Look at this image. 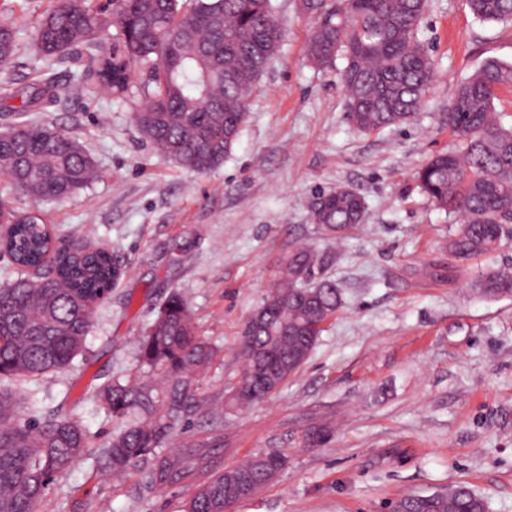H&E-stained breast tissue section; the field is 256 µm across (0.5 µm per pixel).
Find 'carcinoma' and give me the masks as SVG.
I'll use <instances>...</instances> for the list:
<instances>
[{
    "label": "carcinoma",
    "instance_id": "obj_1",
    "mask_svg": "<svg viewBox=\"0 0 512 512\" xmlns=\"http://www.w3.org/2000/svg\"><path fill=\"white\" fill-rule=\"evenodd\" d=\"M313 21L309 59L329 66L341 58L348 118L365 133L408 122L425 102L436 75L432 55L418 39L427 0H299ZM482 22L512 21V0H467ZM114 28L112 53L89 57L94 82L119 99L137 90V127L158 152L181 167L209 172L224 163L247 117L248 98L282 39L273 0H112V12L94 0H49L34 25L35 47L46 60H63L79 45L93 51ZM17 50L12 23L0 21V68ZM512 85V64L485 61L463 82L446 121L453 149L432 156L416 173L422 192L458 215L448 246L462 260L496 251L512 235V125L493 101ZM34 93L17 107L13 89L0 87V110L19 120L0 134V175L18 194L64 200L96 177L92 158L68 134L28 117L58 92L35 73ZM364 199L345 186L315 191L312 223L328 238L348 237L364 220ZM0 247L21 275L0 287V512H38L55 481L87 448L78 418L64 406L42 409L25 401L22 383L70 367L86 344L96 304L123 275L105 248L76 253L80 242L52 234L41 215L20 214L0 197ZM327 256L310 244L295 246L280 263L279 281L261 306L263 318L245 324L236 384L228 410H243L275 392L308 360L342 304L327 275ZM473 288L485 298L512 296V270L480 274ZM147 378L114 377L92 388L95 400L121 421L101 451L118 475L135 474L151 489L196 483L178 512H231L288 464V449L270 448L218 474L209 473L210 448L224 441V416L199 392L197 376L218 350L195 331L189 303L173 290L139 339ZM191 440L186 451L167 450L172 433ZM331 432L303 433L298 445L320 446ZM429 512H485L463 484L428 503Z\"/></svg>",
    "mask_w": 512,
    "mask_h": 512
}]
</instances>
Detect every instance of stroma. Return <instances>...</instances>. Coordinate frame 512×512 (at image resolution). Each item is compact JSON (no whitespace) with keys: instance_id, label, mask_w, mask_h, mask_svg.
I'll return each mask as SVG.
<instances>
[{"instance_id":"1","label":"stroma","mask_w":512,"mask_h":512,"mask_svg":"<svg viewBox=\"0 0 512 512\" xmlns=\"http://www.w3.org/2000/svg\"><path fill=\"white\" fill-rule=\"evenodd\" d=\"M275 3L281 46L223 165L198 174L152 147L135 104L103 88L69 94L87 61L36 53L33 25L48 0H0L17 43L0 85L25 88L37 70L52 78L59 101L39 119L77 139L101 173L64 201L17 197L13 205L40 210L63 238L110 248L124 267L93 311L83 355L28 380L26 392L55 407L81 398L89 383L140 375L138 340L178 289L198 334L219 351L198 383L220 403L240 374L245 322L292 245L307 241L328 254L342 305L277 392L248 411L225 412L212 471L268 448L289 454L287 469L232 512H389L402 496L460 483L486 512H512V296L485 299L472 286L482 271L512 265V238L491 255L455 259L448 234L456 217L415 180L432 154L454 145L445 115L459 84L485 61L512 63V24L479 21L466 0H428L418 38L437 65L433 88L409 123L367 134L347 116L339 68L309 62L312 28L297 0ZM338 185L366 205L363 224L340 243L308 215L313 192ZM82 400L88 448L40 512H175L181 488L150 490L137 476L101 468L100 450L119 421ZM318 425L331 430L330 441L298 447Z\"/></svg>"}]
</instances>
